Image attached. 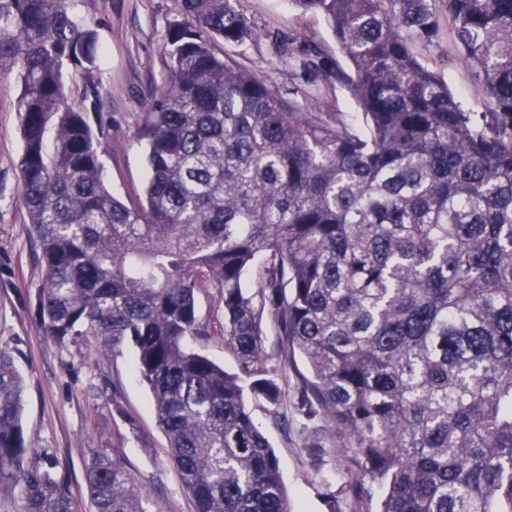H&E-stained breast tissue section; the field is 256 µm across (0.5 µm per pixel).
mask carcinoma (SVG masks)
Instances as JSON below:
<instances>
[{
	"mask_svg": "<svg viewBox=\"0 0 512 512\" xmlns=\"http://www.w3.org/2000/svg\"><path fill=\"white\" fill-rule=\"evenodd\" d=\"M174 2L169 76L138 128L143 198L125 204L103 180L95 30L70 0H0L46 334L102 363L132 349L195 512H291L248 407L283 396L271 331L279 356L308 363L299 410L340 439L356 508L376 490L366 512H512V0H445L486 101L478 123L418 57L438 31L432 0H291L352 69L318 51L300 67L347 86L359 127L216 52L257 36L239 0ZM200 290L223 305L218 330L197 314ZM215 334L237 372L193 346ZM22 414L0 347V490L19 489V512H82L52 461L28 462ZM83 468L93 512H149L117 452Z\"/></svg>",
	"mask_w": 512,
	"mask_h": 512,
	"instance_id": "obj_1",
	"label": "carcinoma"
}]
</instances>
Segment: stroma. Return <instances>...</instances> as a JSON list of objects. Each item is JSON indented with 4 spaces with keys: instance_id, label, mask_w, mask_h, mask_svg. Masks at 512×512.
<instances>
[{
    "instance_id": "obj_1",
    "label": "stroma",
    "mask_w": 512,
    "mask_h": 512,
    "mask_svg": "<svg viewBox=\"0 0 512 512\" xmlns=\"http://www.w3.org/2000/svg\"><path fill=\"white\" fill-rule=\"evenodd\" d=\"M254 18L258 39L234 49L247 68L270 73L282 92L323 101L358 122L356 103L335 80L311 76L300 67L270 71L276 39L293 35L297 56L317 47L348 66L325 21L296 9L290 0H240ZM438 33L419 47L421 62L443 75L462 107L482 109L481 94L469 64L456 55L444 0H435ZM76 20L96 30L102 56L98 62L99 110L111 125V140L102 157L109 190L123 201L136 199L145 185V145L136 130L155 90L168 76L164 52L168 24L176 16L174 0H73ZM21 84L15 75L0 78V346L10 350L24 384L23 426L33 448L29 458H52L59 476L71 488L83 484V460L96 448L120 449L127 469L138 480L149 512H193L191 495L179 480L166 440L152 413L149 392L131 369L132 353L98 365L82 345L48 339L38 311L43 281L39 249L19 198L18 166L22 154L17 112ZM278 338L269 335L267 364L285 394L279 406L262 400L250 407L258 426L279 459L293 512H352L345 490L349 462L336 448L325 421L304 417L297 395L309 375L302 357L282 363Z\"/></svg>"
}]
</instances>
